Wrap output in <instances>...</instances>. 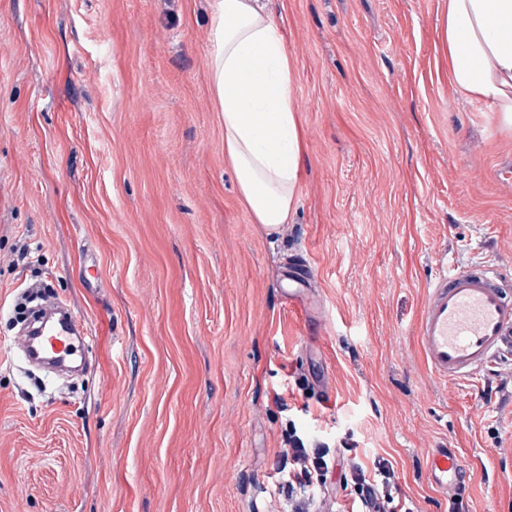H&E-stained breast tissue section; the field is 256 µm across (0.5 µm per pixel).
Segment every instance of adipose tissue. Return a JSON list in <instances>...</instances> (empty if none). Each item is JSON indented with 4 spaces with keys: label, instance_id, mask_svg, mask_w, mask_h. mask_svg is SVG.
<instances>
[{
    "label": "adipose tissue",
    "instance_id": "1",
    "mask_svg": "<svg viewBox=\"0 0 512 512\" xmlns=\"http://www.w3.org/2000/svg\"><path fill=\"white\" fill-rule=\"evenodd\" d=\"M448 79L512 133V0H447ZM209 80L224 152L254 223H290L306 169L297 64L261 0H211Z\"/></svg>",
    "mask_w": 512,
    "mask_h": 512
}]
</instances>
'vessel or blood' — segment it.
<instances>
[{
	"instance_id": "1",
	"label": "vessel or blood",
	"mask_w": 512,
	"mask_h": 512,
	"mask_svg": "<svg viewBox=\"0 0 512 512\" xmlns=\"http://www.w3.org/2000/svg\"><path fill=\"white\" fill-rule=\"evenodd\" d=\"M418 341L431 371L455 381L475 375L502 354L512 353V299L501 275L479 267L443 266L428 287ZM28 360H56L83 354L89 342L72 316L42 327L38 335L19 334ZM468 467L451 450L433 449L427 477L436 489H457Z\"/></svg>"
}]
</instances>
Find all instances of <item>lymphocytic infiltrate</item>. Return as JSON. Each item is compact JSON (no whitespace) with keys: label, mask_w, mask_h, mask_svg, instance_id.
<instances>
[{"label":"lymphocytic infiltrate","mask_w":512,"mask_h":512,"mask_svg":"<svg viewBox=\"0 0 512 512\" xmlns=\"http://www.w3.org/2000/svg\"><path fill=\"white\" fill-rule=\"evenodd\" d=\"M335 472L349 486L355 512H412L393 494L395 470L388 459L376 458L368 469L350 457L347 449L306 447L294 431L288 436L287 448L277 455L275 493L287 499L290 512H325L327 481Z\"/></svg>","instance_id":"f902f5d3"}]
</instances>
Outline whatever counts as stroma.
<instances>
[{
    "label": "stroma",
    "instance_id": "obj_1",
    "mask_svg": "<svg viewBox=\"0 0 512 512\" xmlns=\"http://www.w3.org/2000/svg\"><path fill=\"white\" fill-rule=\"evenodd\" d=\"M298 64L307 168L268 235L224 158L207 0H0V512H278L287 423L389 459L414 512H512V359L436 377L416 336L442 264L512 287V135L462 101L445 0H268ZM307 263L322 312L284 293ZM45 285L79 374L15 345ZM429 483L436 489L448 493L457 489L469 478V469L448 448H435L429 456L427 467ZM465 485L460 486L448 503V512H469L468 502L464 500Z\"/></svg>",
    "mask_w": 512,
    "mask_h": 512
}]
</instances>
